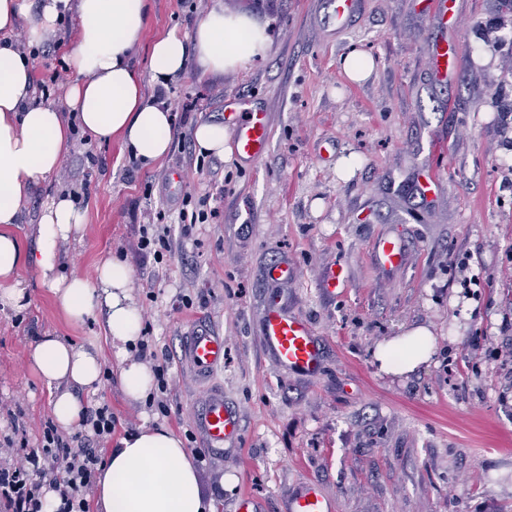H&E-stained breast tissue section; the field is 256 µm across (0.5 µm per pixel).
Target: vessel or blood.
I'll return each mask as SVG.
<instances>
[{
	"instance_id": "vessel-or-blood-1",
	"label": "vessel or blood",
	"mask_w": 512,
	"mask_h": 512,
	"mask_svg": "<svg viewBox=\"0 0 512 512\" xmlns=\"http://www.w3.org/2000/svg\"><path fill=\"white\" fill-rule=\"evenodd\" d=\"M359 0H333L331 17L336 34L347 32L358 9ZM233 124V148L248 163L261 160L267 151L269 129L267 114L250 102L231 100L224 106ZM378 264L394 272L404 264L402 241L382 235L374 245ZM265 352L284 370L316 373L321 367V345L311 323L301 314L288 310L277 301H269L260 323ZM184 361L201 377H208L224 364V339L199 329L188 336L182 351ZM195 427L212 454L220 456L227 444L239 437L235 413L224 403L219 390L209 391L194 417ZM284 512H336V505L314 481H306L288 490Z\"/></svg>"
}]
</instances>
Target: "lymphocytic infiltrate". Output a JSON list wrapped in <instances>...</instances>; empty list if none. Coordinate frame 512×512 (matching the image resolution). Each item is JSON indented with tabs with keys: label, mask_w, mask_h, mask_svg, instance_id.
I'll list each match as a JSON object with an SVG mask.
<instances>
[{
	"label": "lymphocytic infiltrate",
	"mask_w": 512,
	"mask_h": 512,
	"mask_svg": "<svg viewBox=\"0 0 512 512\" xmlns=\"http://www.w3.org/2000/svg\"><path fill=\"white\" fill-rule=\"evenodd\" d=\"M80 426L71 434L44 419L34 444L16 420L0 433V512H43L47 488L60 498L56 512H90L83 491L93 482L117 420L109 406L90 407Z\"/></svg>",
	"instance_id": "1"
}]
</instances>
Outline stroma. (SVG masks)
I'll list each match as a JSON object with an SVG mask.
<instances>
[{
    "instance_id": "stroma-1",
    "label": "stroma",
    "mask_w": 512,
    "mask_h": 512,
    "mask_svg": "<svg viewBox=\"0 0 512 512\" xmlns=\"http://www.w3.org/2000/svg\"><path fill=\"white\" fill-rule=\"evenodd\" d=\"M223 2L266 23L270 52L208 80L187 71L165 99L186 134L200 120L223 121L227 99L263 106L271 131L263 160L203 158L175 145L132 180L119 141L86 146L76 134L66 175L45 181L23 210L19 234L32 252L29 226L44 203L77 190L87 223L63 249L62 274H88L120 255L152 344L171 358L169 416L128 399L116 378L80 392L83 407L110 405L115 437L149 423L203 449L194 412L208 390H223L239 440L196 459L217 512H234L244 491L263 512H282L284 493L308 478L336 512H512V6L455 0L443 22L419 0H360L338 36L325 0ZM152 4L148 37L191 32L181 0ZM437 41L453 62L444 83L427 49ZM353 49L374 62L362 83L339 65ZM93 154L103 166H92ZM426 163L440 169L430 202L412 192ZM202 204L208 219L183 236L180 211ZM156 213L171 229L159 260L128 247ZM385 233L405 245L396 273L374 257ZM284 259L295 276L271 287L264 271ZM334 265L347 282L330 296L321 285ZM20 276L23 308H0V429L20 410L35 438L52 413L29 359L40 336L97 349L114 369L119 361L102 317L69 322L35 269ZM272 292L313 323L323 349L316 376L265 356L259 319ZM418 327L432 335L430 359L406 375L383 373L376 348ZM199 328L224 338V366L205 382L182 360Z\"/></svg>"
}]
</instances>
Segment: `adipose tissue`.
<instances>
[{
	"mask_svg": "<svg viewBox=\"0 0 512 512\" xmlns=\"http://www.w3.org/2000/svg\"><path fill=\"white\" fill-rule=\"evenodd\" d=\"M150 12L151 0H43L38 7L32 0H0V300L19 306L25 294L19 271L30 264L69 320L103 312L121 362L122 388L135 400L148 397L153 375L144 363L128 358L141 324L129 266L112 257L99 262L92 276L61 274L60 248L80 241L86 224L85 212L66 191L43 206L35 252L24 251L18 230L32 190L59 170L72 127L98 143L120 140L143 163L161 161L171 148L173 115L164 102L145 95V82L169 86L191 64L199 77L219 75L269 48L264 27L250 15L225 12L218 0L190 33L172 30L150 41L143 72L133 58L146 41ZM68 13L79 23L62 56L70 82L60 108L38 100L32 59L11 36L22 27L29 44L41 45L56 35ZM431 351V334L419 327L378 349L375 358L383 372L401 375L415 370ZM30 360L52 394L58 424L74 427L82 406L71 388H96L99 356L46 336L33 346ZM94 507L96 512H216L213 500L201 492L183 441L172 431L146 426L121 438L99 466Z\"/></svg>",
	"mask_w": 512,
	"mask_h": 512,
	"instance_id": "adipose-tissue-1",
	"label": "adipose tissue"
}]
</instances>
